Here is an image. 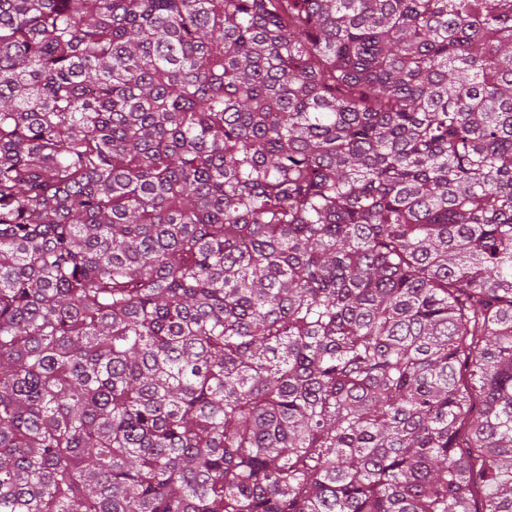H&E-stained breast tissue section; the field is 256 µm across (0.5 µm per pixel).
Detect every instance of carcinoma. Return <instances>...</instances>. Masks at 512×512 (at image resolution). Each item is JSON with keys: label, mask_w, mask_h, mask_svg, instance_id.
Here are the masks:
<instances>
[{"label": "carcinoma", "mask_w": 512, "mask_h": 512, "mask_svg": "<svg viewBox=\"0 0 512 512\" xmlns=\"http://www.w3.org/2000/svg\"><path fill=\"white\" fill-rule=\"evenodd\" d=\"M0 512H512V0H0Z\"/></svg>", "instance_id": "cac0c4a2"}]
</instances>
